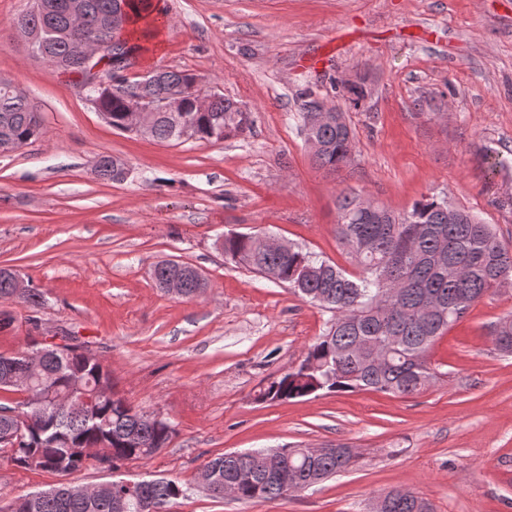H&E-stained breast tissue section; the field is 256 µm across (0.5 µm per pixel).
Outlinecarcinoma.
I'll use <instances>...</instances> for the list:
<instances>
[{
	"label": "carcinoma",
	"instance_id": "1",
	"mask_svg": "<svg viewBox=\"0 0 512 512\" xmlns=\"http://www.w3.org/2000/svg\"><path fill=\"white\" fill-rule=\"evenodd\" d=\"M84 25L79 33L90 41L112 43V57L100 59L105 85L84 89L96 99L99 110L110 116V125L127 131L125 102L131 95L155 100L178 88L182 111L156 113L147 137L158 142L182 141L181 117L187 116L195 139L215 141V130L224 126V138L251 131V113L220 93L211 95L207 109L197 106L192 84L196 75L187 70H166L155 81L143 84L123 71L134 68L142 46L112 34L105 25L119 9L125 21H151L154 0H83ZM22 35L45 42L54 59L69 55L70 19L57 10L39 9L19 15L12 22ZM306 88L298 96L299 117L305 135L320 148L311 153L316 166L337 173L354 156V140L344 114L339 120L320 123L307 111ZM43 134L40 114L24 95L0 86V145L24 146ZM97 176L122 181L125 163L102 155ZM363 197L341 192L336 198V238L359 268L349 274L335 263L293 243L288 250H266L255 235L227 234L224 254L266 278L285 283L294 293L332 314L322 336L305 353L304 366L271 381L257 396L260 401L307 397L319 391L373 390L394 396L418 394L437 379L429 355L439 338L460 322L470 308L499 288L498 279L512 281V250L506 248L490 224L469 210L437 197L424 198L411 209L396 213L384 206L364 214ZM29 307L44 304L43 294L27 282L15 293L14 282L0 275V298ZM491 342L512 355V314L494 322ZM104 383L114 387L106 365L88 361L75 344L65 356L49 357L29 388L45 395L41 408L24 402H0V449L14 429V419L3 413L18 409L29 419L25 434L16 440L11 461L24 468L73 474L81 471L86 448H98L116 465L145 460L166 447L175 432L168 419L151 422L115 393L99 398L89 413L72 412L62 403L69 393L92 392ZM358 460L354 448H326L313 454L308 448H257L223 453L204 464L222 486L234 489L236 499H273L300 493L351 468ZM184 494L174 479H155L126 500L112 495L94 497L71 483H61L34 493L24 501L28 512H145L143 503L167 506ZM380 512H430L427 502L413 493L380 496Z\"/></svg>",
	"mask_w": 512,
	"mask_h": 512
}]
</instances>
